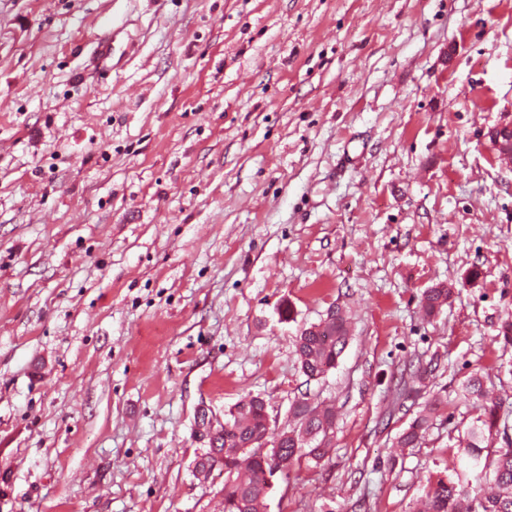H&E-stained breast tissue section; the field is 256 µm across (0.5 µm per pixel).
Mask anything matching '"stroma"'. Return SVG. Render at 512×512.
<instances>
[{
	"mask_svg": "<svg viewBox=\"0 0 512 512\" xmlns=\"http://www.w3.org/2000/svg\"><path fill=\"white\" fill-rule=\"evenodd\" d=\"M510 121L512 0H0V512H221L196 419L250 394L336 409L264 512H419L476 372L512 445ZM452 296V288L443 284L429 288L424 292L421 307L427 317L435 316L446 306ZM349 339V330L339 309L330 311L328 321L303 328L296 337L300 371L308 380H319L335 368ZM443 401L435 396L427 402L420 414L410 423L409 427L398 437V447L409 448L416 446L425 437L429 421L433 414L439 410Z\"/></svg>",
	"mask_w": 512,
	"mask_h": 512,
	"instance_id": "35a3bbf8",
	"label": "stroma"
}]
</instances>
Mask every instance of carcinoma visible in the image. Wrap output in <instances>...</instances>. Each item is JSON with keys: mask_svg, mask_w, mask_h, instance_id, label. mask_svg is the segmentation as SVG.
I'll use <instances>...</instances> for the list:
<instances>
[{"mask_svg": "<svg viewBox=\"0 0 512 512\" xmlns=\"http://www.w3.org/2000/svg\"><path fill=\"white\" fill-rule=\"evenodd\" d=\"M452 296L443 284L424 292L421 307L427 317L440 313ZM349 339V330L340 311H330L328 321L312 324L296 337V355L300 371L310 380L323 378L335 368ZM462 396L473 401L478 413L461 440L463 448L458 466L450 474L429 481L425 512H512V445L493 456L483 455L486 444L499 432L503 399L487 388L483 377L471 375L461 388ZM443 400L434 397L398 437V447L416 446L425 437L429 421ZM292 424L279 432L280 446L271 449L288 463L303 459L318 462L336 423L334 407L315 403L304 397L290 408ZM273 431L265 402L249 396L238 403L235 412L224 418V434L209 439V449L196 460L205 469L215 455L224 453V512H259L269 493L265 479L267 456L255 441ZM475 474L478 487L470 495L460 484V477Z\"/></svg>", "mask_w": 512, "mask_h": 512, "instance_id": "cac0c4a2", "label": "carcinoma"}]
</instances>
